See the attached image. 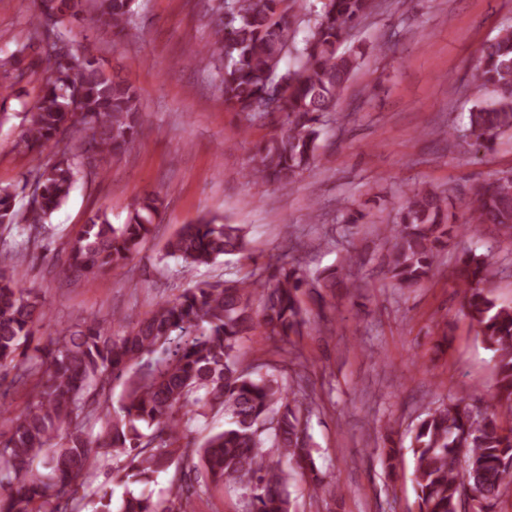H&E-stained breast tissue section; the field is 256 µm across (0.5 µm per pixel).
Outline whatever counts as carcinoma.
Here are the masks:
<instances>
[{
  "label": "carcinoma",
  "mask_w": 512,
  "mask_h": 512,
  "mask_svg": "<svg viewBox=\"0 0 512 512\" xmlns=\"http://www.w3.org/2000/svg\"><path fill=\"white\" fill-rule=\"evenodd\" d=\"M134 0H39L32 18L41 32L57 18L56 38L69 37V24L94 10L97 31L121 38L133 23ZM305 0H220L209 59L221 63L224 107L262 119L275 101L283 115L275 133L258 147L252 181L289 186L314 161L322 119L335 111L341 92L365 50L345 46L350 31L367 19L374 0H322L302 45L291 35V17ZM9 78L23 80L41 70L44 83L27 113L17 146L54 157L25 182L34 201L15 208L16 189L0 186V226L19 224L28 239L69 199L79 177L100 176V157L133 146L140 129L136 88L102 69L93 42L82 63L63 48L37 44L8 60ZM472 82L490 89L496 102L469 113V137L487 146L512 129V26L480 50ZM162 201L141 198L125 223L112 224L97 209L69 242L63 271L71 283H87L105 270L125 267L153 233ZM450 195L428 186L414 189L396 224L385 230L388 272L403 288L427 281L439 252L464 227L456 223ZM466 223L512 233V174L472 189ZM27 246L0 249V512H183L193 485L181 477L169 495L154 499L136 488L154 481L172 464L197 459L202 486L235 484L249 492L248 512H291L290 473L314 470L304 412L307 397L285 383L241 366L240 339L258 327L271 336L300 331L306 310L303 289L322 303L321 289L336 286V271L308 279L294 262L267 266L269 275L201 281L143 316L112 319V334L94 322L59 326L38 335L46 319L37 289L14 276L15 257ZM166 255L188 266L221 257L257 263L247 231L216 217L202 216L168 239ZM491 274L485 256L463 255L454 270L463 308L495 353L497 389L492 411H476L465 398L427 412L412 431L410 451L418 512H459L462 498L475 493L476 512H488L512 486V306L500 305L485 289ZM12 375L8 387L5 376ZM25 405L5 411L10 391ZM213 412L224 413V428L196 445L183 442V427ZM101 431H91L96 423ZM279 452L263 451L267 441ZM110 468L123 486L119 509L114 490L92 486L90 478ZM84 489L73 497L74 487Z\"/></svg>",
  "instance_id": "carcinoma-1"
}]
</instances>
